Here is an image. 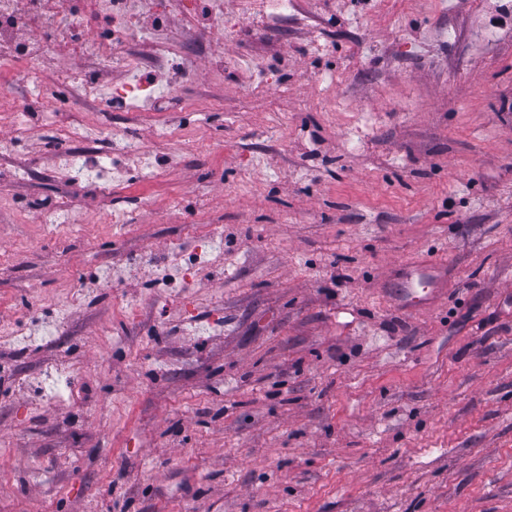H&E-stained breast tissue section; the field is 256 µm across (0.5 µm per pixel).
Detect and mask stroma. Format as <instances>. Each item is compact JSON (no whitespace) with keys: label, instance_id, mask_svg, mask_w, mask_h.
<instances>
[{"label":"stroma","instance_id":"obj_1","mask_svg":"<svg viewBox=\"0 0 512 512\" xmlns=\"http://www.w3.org/2000/svg\"><path fill=\"white\" fill-rule=\"evenodd\" d=\"M156 7L137 22L193 42L182 0ZM296 9L160 111L85 113L150 179L59 168L57 75H94L73 46L39 57L43 94L0 95V512H512V0ZM422 260L448 295L411 312ZM408 287L404 288L405 293L400 300V305L406 310L415 309L421 301L424 304H431L445 290L442 288L446 275V268L441 264L418 262L408 267ZM423 283L427 290L424 296L418 297L415 294V284Z\"/></svg>","mask_w":512,"mask_h":512}]
</instances>
